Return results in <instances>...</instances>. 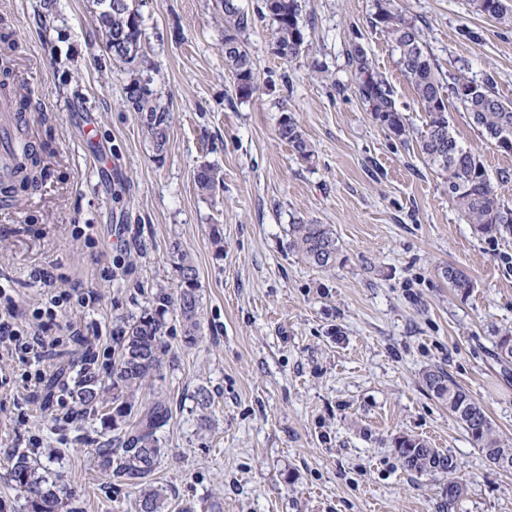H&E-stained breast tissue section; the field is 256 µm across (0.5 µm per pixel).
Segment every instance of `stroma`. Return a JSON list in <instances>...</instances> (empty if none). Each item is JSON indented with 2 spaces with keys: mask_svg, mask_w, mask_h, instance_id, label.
I'll use <instances>...</instances> for the list:
<instances>
[{
  "mask_svg": "<svg viewBox=\"0 0 512 512\" xmlns=\"http://www.w3.org/2000/svg\"><path fill=\"white\" fill-rule=\"evenodd\" d=\"M259 90L237 100L222 51L219 0H142L153 86L172 114L156 152L125 107L130 76L109 61L94 0H0L22 45L14 71L40 97L30 130L50 145L36 188L0 208V278L19 308L37 305L42 267L63 287L92 292L72 320L101 341L95 372L112 366V331L152 307L156 288L180 282L173 258L192 259L201 326L187 342L166 315L170 351L139 403L168 402L155 472L171 497L218 512H441L447 475L405 471L397 437L428 440L458 461L466 488L454 512H512V473L492 466L424 375L443 368L485 407L512 444V366L495 358L512 331V234L488 238L448 200V185L414 138L400 142L354 93L348 63L364 47L390 83L415 135L428 120L402 74L399 53L372 18L376 0H301L305 43L286 62L270 49L262 0H238ZM441 71L493 78L512 102V22L477 13L471 0H402ZM292 115L313 147L299 158L276 130ZM457 140L490 179L512 170L448 106ZM208 162L224 179L214 194L194 183ZM330 225L340 247L318 268L289 246L291 224ZM93 227L95 245L72 237ZM119 264V276L103 268ZM474 282L466 296L444 271ZM19 361L0 362L17 400L0 405V512H23L10 475L14 452L76 494L83 512H137L134 489L102 474L95 450L111 432L87 413L55 418L50 384L24 386ZM210 404L200 407L199 392Z\"/></svg>",
  "mask_w": 512,
  "mask_h": 512,
  "instance_id": "1",
  "label": "stroma"
}]
</instances>
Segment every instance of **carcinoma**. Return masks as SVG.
Wrapping results in <instances>:
<instances>
[{"instance_id":"1","label":"carcinoma","mask_w":512,"mask_h":512,"mask_svg":"<svg viewBox=\"0 0 512 512\" xmlns=\"http://www.w3.org/2000/svg\"><path fill=\"white\" fill-rule=\"evenodd\" d=\"M116 0H96L99 7L98 23L111 42L122 32L128 41L138 45L130 56L121 47L112 45V61L128 68L131 73L126 85V104L140 115L141 123L157 152H163L169 134L171 114L161 103L153 87L154 69L144 41L143 16L136 0H125L126 11L112 6ZM224 13V62L233 75V89L237 99L248 100L258 90L251 51L242 35L253 24L252 17L242 11L237 0H221ZM302 6L299 0H262L261 14L271 23L272 52L283 60L296 58L305 42L301 23ZM373 22L387 34L399 51L398 64L411 83L418 104L427 112V130L420 136L418 147L426 164L441 175L448 184V199L477 233L497 236L512 231V208L504 203L497 188L490 181L481 160L460 147L450 131L448 102L456 101L467 113L470 125L500 152L512 154V149L499 146L498 138L507 134L512 138V102H504L498 95L492 78L481 82L482 94L467 97L460 87L470 82L464 74L452 77L445 84L437 65L422 39V31L405 18L399 0H377ZM0 43L6 52H15L20 44L4 19H0ZM349 63L357 73L355 93L367 107L373 119L399 140L407 141L409 126L399 110L388 81L374 71L372 62L361 47L349 55ZM0 94L12 96L27 105L29 93L10 81L9 71L3 70ZM280 140L286 142L301 159L313 156L312 145L303 136L298 124L284 116L277 129ZM222 181L217 167L203 163L194 173L198 191L213 194ZM290 247L309 263L327 268L336 261L339 249L336 235L327 224L299 223L290 225ZM177 253L180 276L179 290L170 292L159 288L154 294L153 310L128 321L113 337L117 354L112 365V379L105 382L94 372H86L76 382L73 398L81 406L77 415L111 399L109 411L101 422L114 433L113 440L96 450L98 467L125 484L138 489V512H167L168 490L152 481L153 473L165 454L157 432L166 425L169 411L164 401L157 400L135 413L134 397L143 385L160 374L167 353L163 342L168 308L179 309L184 336L194 338L199 328L200 308L197 295L196 269L188 256ZM448 284L458 294H469L474 283L463 271L448 267ZM497 360L512 363V334L496 337ZM424 380L433 395L448 404V411L493 465L503 452L504 444L493 427L483 406L461 385L441 370H429ZM395 452L402 467L417 474L442 473L448 475L445 497L448 508L465 494V488L454 480L458 462L453 455L432 447L426 440L402 436L395 443ZM11 477L16 488L25 494L26 512H82L79 500L59 488L56 482L40 474L24 452L11 459Z\"/></svg>"}]
</instances>
